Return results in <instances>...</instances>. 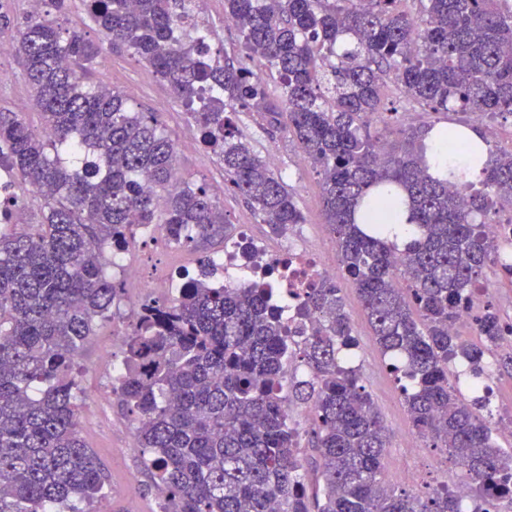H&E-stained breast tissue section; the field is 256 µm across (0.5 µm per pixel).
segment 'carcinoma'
Returning <instances> with one entry per match:
<instances>
[{
	"instance_id": "carcinoma-1",
	"label": "carcinoma",
	"mask_w": 512,
	"mask_h": 512,
	"mask_svg": "<svg viewBox=\"0 0 512 512\" xmlns=\"http://www.w3.org/2000/svg\"><path fill=\"white\" fill-rule=\"evenodd\" d=\"M28 17L16 45L43 119L0 112V171L35 194L37 224L15 223L19 197L0 223V512H84L105 498V470L80 437L77 356L123 291L107 273L112 250L156 230L184 246L236 228L203 184L176 172L173 141L151 112L90 77L101 47L49 18L70 0ZM104 39L147 63L184 104L224 180L272 232L305 223L294 194L236 127L260 112L300 146L321 175L323 215L343 271L356 287L379 348L428 447L465 471L471 506L440 484L397 492L382 479L389 431L358 369L340 289H306L295 316L314 323L297 341L288 301L272 281L217 287L206 255L178 297L148 300L125 332L112 392L137 423L160 512H498L512 503V449L500 447L476 385L484 354L504 336L497 314L474 321L480 343L450 331L473 306L472 288L498 263L512 278V239L484 224L512 215V160L488 152L483 178L432 172L427 141L475 156L464 124L411 126L385 148L377 124L384 78L435 113L512 117V9L505 0H224L241 42L220 63L207 33L193 47L175 35L183 0H83ZM257 55L255 74L246 60ZM281 99L270 100L269 83ZM409 241L391 240L402 209ZM308 376L284 386V364ZM460 361L466 395L449 365ZM309 408L312 454L288 402Z\"/></svg>"
}]
</instances>
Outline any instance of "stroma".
Segmentation results:
<instances>
[{
	"label": "stroma",
	"mask_w": 512,
	"mask_h": 512,
	"mask_svg": "<svg viewBox=\"0 0 512 512\" xmlns=\"http://www.w3.org/2000/svg\"><path fill=\"white\" fill-rule=\"evenodd\" d=\"M69 21L83 30L86 38L102 47V57L111 59V72L93 67L94 80L104 82L118 91L129 84H138L140 94L131 99L139 112L155 113L165 133L176 146V167L185 177L205 183L212 196L224 208L229 223L251 225L255 234L269 246L281 249L295 241L313 255L338 263L336 241L321 216V178L302 158L296 144L287 134L273 131L256 112H241L236 122L253 150L263 158H276L275 170L294 192L302 211L304 223L295 225L289 235L270 232L261 217L224 181V169L218 158L199 142L186 109L175 98L166 83L161 81L145 63L131 52L104 46L103 36L86 12L81 0H73ZM0 107L24 113L33 129H41L42 118L34 108L30 87L22 63L17 56L0 59ZM224 247L223 237L217 236L199 246H175L162 241L140 242L127 256L130 264L140 268L144 279L156 282L154 298H169L165 284L176 271L196 269L200 256L216 254ZM342 303L349 314L356 336V365L384 424L391 432L390 446L383 461V477L388 487L405 488L404 473L418 477V489L448 482H460L465 472L460 465L448 461L436 450L418 445L409 447L413 432L400 386L388 368L389 360L378 348L373 330L367 320L353 285L344 276H337ZM139 290L126 284L123 297L112 309L111 319L99 324L94 336L82 346L78 363L83 370L84 396L79 410V429L89 448H92L108 476V495L105 499L87 504V512H158V497L152 487L149 470L143 464L142 451L137 446V424L120 408L112 392L114 377L104 357L121 363L125 345L113 339V332L126 330L136 316L133 299Z\"/></svg>",
	"instance_id": "obj_1"
}]
</instances>
